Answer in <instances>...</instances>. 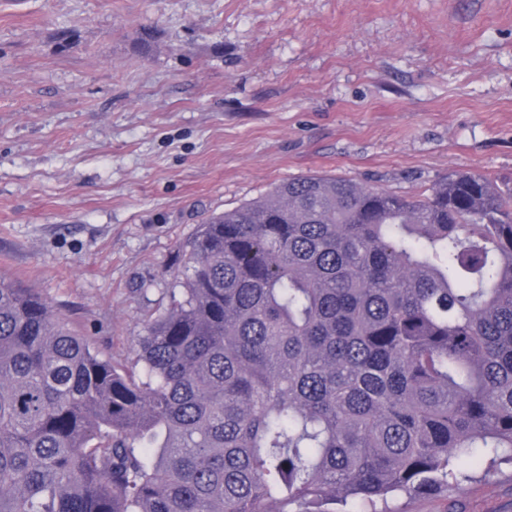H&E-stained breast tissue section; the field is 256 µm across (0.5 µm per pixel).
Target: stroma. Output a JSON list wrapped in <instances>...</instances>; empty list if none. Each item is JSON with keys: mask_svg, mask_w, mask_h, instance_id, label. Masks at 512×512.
<instances>
[{"mask_svg": "<svg viewBox=\"0 0 512 512\" xmlns=\"http://www.w3.org/2000/svg\"><path fill=\"white\" fill-rule=\"evenodd\" d=\"M512 184V0H0V274L134 367L198 225L309 173ZM389 512H512V465Z\"/></svg>", "mask_w": 512, "mask_h": 512, "instance_id": "stroma-1", "label": "stroma"}]
</instances>
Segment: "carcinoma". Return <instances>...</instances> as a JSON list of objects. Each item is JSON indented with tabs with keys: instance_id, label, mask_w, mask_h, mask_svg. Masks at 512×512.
<instances>
[{
	"instance_id": "carcinoma-1",
	"label": "carcinoma",
	"mask_w": 512,
	"mask_h": 512,
	"mask_svg": "<svg viewBox=\"0 0 512 512\" xmlns=\"http://www.w3.org/2000/svg\"><path fill=\"white\" fill-rule=\"evenodd\" d=\"M183 251L138 373L0 276V512H377L512 462V188L302 175Z\"/></svg>"
}]
</instances>
